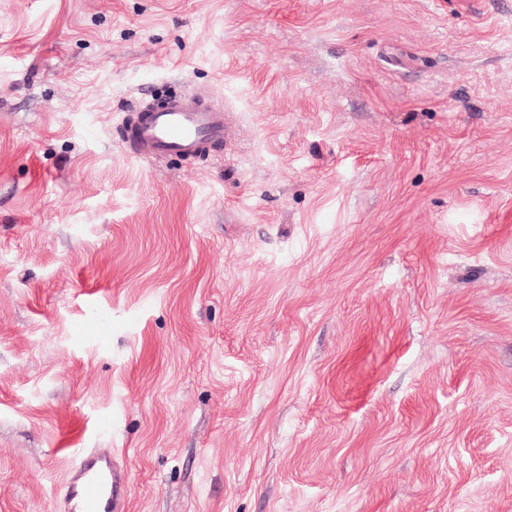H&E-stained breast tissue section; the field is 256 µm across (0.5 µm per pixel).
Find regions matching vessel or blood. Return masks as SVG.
<instances>
[{"mask_svg":"<svg viewBox=\"0 0 512 512\" xmlns=\"http://www.w3.org/2000/svg\"><path fill=\"white\" fill-rule=\"evenodd\" d=\"M134 109L138 119L126 129L123 142L129 154L148 163L171 156L205 157L230 138L232 125L223 104L197 90L169 98L160 109L143 100ZM124 480L111 458L82 452L68 475L62 512H125Z\"/></svg>","mask_w":512,"mask_h":512,"instance_id":"b4317fda","label":"vessel or blood"}]
</instances>
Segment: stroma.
Returning a JSON list of instances; mask_svg holds the SVG:
<instances>
[{
    "label": "stroma",
    "mask_w": 512,
    "mask_h": 512,
    "mask_svg": "<svg viewBox=\"0 0 512 512\" xmlns=\"http://www.w3.org/2000/svg\"><path fill=\"white\" fill-rule=\"evenodd\" d=\"M233 112L149 164L127 111ZM512 512V0H0V512ZM129 111L139 113L123 134L125 148L148 163L170 156L207 157L230 138L232 125L224 105L198 90L169 98L161 109L140 100ZM124 480L111 458L82 451L69 472L60 508L64 512H124Z\"/></svg>",
    "instance_id": "obj_1"
}]
</instances>
